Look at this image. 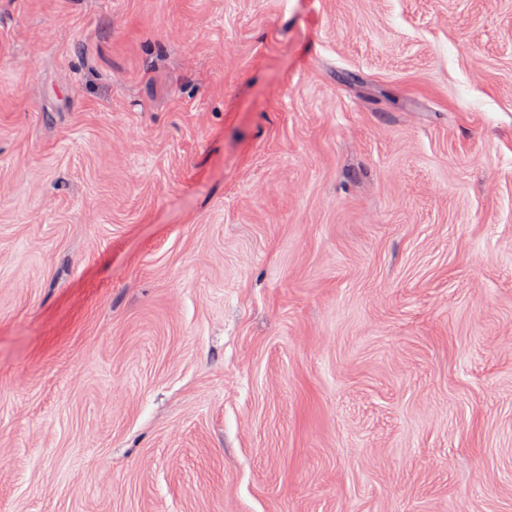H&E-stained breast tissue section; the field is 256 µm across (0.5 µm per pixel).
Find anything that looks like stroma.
<instances>
[{"label": "stroma", "mask_w": 512, "mask_h": 512, "mask_svg": "<svg viewBox=\"0 0 512 512\" xmlns=\"http://www.w3.org/2000/svg\"><path fill=\"white\" fill-rule=\"evenodd\" d=\"M0 512H512V0H0Z\"/></svg>", "instance_id": "35a3bbf8"}]
</instances>
